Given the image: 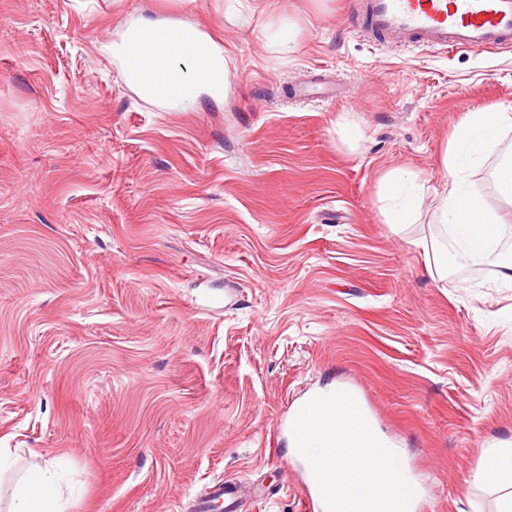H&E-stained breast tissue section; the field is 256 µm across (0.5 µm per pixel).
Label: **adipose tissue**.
<instances>
[{
  "mask_svg": "<svg viewBox=\"0 0 512 512\" xmlns=\"http://www.w3.org/2000/svg\"><path fill=\"white\" fill-rule=\"evenodd\" d=\"M145 71L152 90L149 99L160 90L175 87L185 96L191 83L209 85L215 71L226 70L224 57L208 58L192 53L182 42L129 48ZM512 105L492 112H469L455 128L442 155V167L448 177L440 191L430 192L418 173L394 170L378 186L379 212L394 233L419 223L426 197L434 199V222L449 233L452 242L417 238L427 267L438 281L448 279V248L456 246L472 261L494 266L498 280L512 286V252L500 249L512 224L504 220L502 208L512 207ZM489 167L497 199L489 204L474 189L470 178L474 171ZM328 407L309 419L310 435L304 450L316 466L319 479L333 499V512H410L408 489L397 479L398 468L392 455L380 448L379 434L368 421H350L349 393L330 395ZM488 479L501 490L498 512H512V448H496L483 453ZM52 461L28 471L18 482L15 497L18 512H65L62 487L53 471Z\"/></svg>",
  "mask_w": 512,
  "mask_h": 512,
  "instance_id": "obj_1",
  "label": "adipose tissue"
}]
</instances>
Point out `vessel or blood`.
Returning a JSON list of instances; mask_svg holds the SVG:
<instances>
[{
    "instance_id": "b4317fda",
    "label": "vessel or blood",
    "mask_w": 512,
    "mask_h": 512,
    "mask_svg": "<svg viewBox=\"0 0 512 512\" xmlns=\"http://www.w3.org/2000/svg\"><path fill=\"white\" fill-rule=\"evenodd\" d=\"M370 36L403 46L484 51L512 44V0H359ZM180 27L160 26L149 31L131 30L134 41H166L179 38ZM322 401L310 393L295 403L288 418V436L302 447L306 434L305 412ZM235 508L238 490L234 481L209 485L197 495L193 512H209L217 501Z\"/></svg>"
}]
</instances>
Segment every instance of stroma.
Returning <instances> with one entry per match:
<instances>
[{"mask_svg": "<svg viewBox=\"0 0 512 512\" xmlns=\"http://www.w3.org/2000/svg\"><path fill=\"white\" fill-rule=\"evenodd\" d=\"M165 18L207 28L221 93L128 83L125 23ZM508 104L512 46L377 45L352 0H0V512L44 459L66 512H182L221 478L238 512H303L287 409L336 388L421 512H497L512 288L453 248L435 280L436 226L393 233L377 189L441 188L454 126ZM414 246L421 248L425 255L427 267L431 275L440 282L448 279V243L446 245L436 238H417L413 240Z\"/></svg>", "mask_w": 512, "mask_h": 512, "instance_id": "stroma-1", "label": "stroma"}]
</instances>
